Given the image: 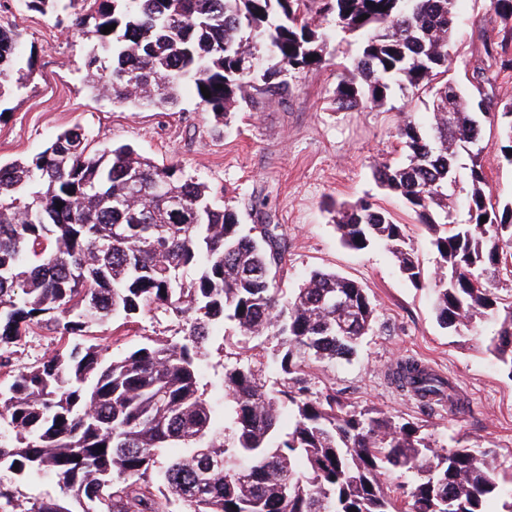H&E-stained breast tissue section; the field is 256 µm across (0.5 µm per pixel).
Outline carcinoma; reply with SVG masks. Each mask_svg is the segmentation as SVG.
Returning a JSON list of instances; mask_svg holds the SVG:
<instances>
[{
  "label": "carcinoma",
  "instance_id": "carcinoma-1",
  "mask_svg": "<svg viewBox=\"0 0 512 512\" xmlns=\"http://www.w3.org/2000/svg\"><path fill=\"white\" fill-rule=\"evenodd\" d=\"M25 5L42 14L63 7L93 43L90 90L169 110L189 87L217 122L253 74L240 67L244 56L266 80L320 67L330 33L316 20L333 17L358 38L337 108L380 106L395 86L433 97L426 122L407 113L396 128L404 160L375 163L372 178L431 232L438 324L458 334L494 319L487 351L512 376V303L492 288L512 245V201L493 200L480 160L485 131L495 130L512 164V103L485 92L481 67L472 73L478 95L448 87L456 0ZM511 41L483 44L502 71L512 70ZM22 45L20 29L0 25L1 100L32 71L18 67ZM132 154L127 145L96 149L74 126L32 158L0 165V512H512L491 449L439 446L413 422L311 391L307 363L349 358L372 330L365 288L332 271L281 288L288 243L279 225L244 230L178 164ZM464 178L468 220L460 224L448 200ZM334 212L346 246L383 244L421 283L407 225L369 197ZM338 295L347 303L339 313ZM151 313L175 317L182 337L109 356L90 336L95 326ZM227 322L234 333L225 338H238L245 353L250 341L274 343L266 365L279 383L268 385L242 357L214 371L223 398L215 404L204 361ZM35 326L58 335L55 349L18 365L14 344ZM389 380L425 407L458 401L447 379L415 359L398 363ZM395 472L409 483L394 482ZM33 477L60 495L20 500L15 481Z\"/></svg>",
  "mask_w": 512,
  "mask_h": 512
}]
</instances>
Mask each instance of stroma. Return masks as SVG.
<instances>
[{"label":"stroma","mask_w":512,"mask_h":512,"mask_svg":"<svg viewBox=\"0 0 512 512\" xmlns=\"http://www.w3.org/2000/svg\"><path fill=\"white\" fill-rule=\"evenodd\" d=\"M457 11L449 76L460 81L480 65L484 41L501 40L508 26L490 0H458ZM5 22L22 29L33 73L25 88L0 101L1 162L33 157L58 133L78 126L96 145L126 144L157 163L179 164L185 177L205 184L214 203L236 211L241 223H256L251 205L263 202L288 242L282 288L298 287L314 271H333L360 283L375 305L374 328L351 360L310 362L312 391L416 422L442 443L455 437L494 449L501 473H512V376L485 349L494 322L461 336L440 328L430 282L412 285L384 245L364 251L342 245L328 213L333 204L374 197L408 225L415 255L425 274L433 273L436 255L428 233L371 175L374 162L400 161L399 115L426 116L430 96L396 89L383 106L337 109L338 77L351 68L355 53L353 38L340 33L328 47L331 64L287 75L277 89L250 76L244 98L229 107V125L216 124L187 93L172 111L131 110L85 90L91 42L67 18L9 0L0 10ZM95 333L116 355L149 338L178 339L181 326L170 316L142 315L120 333L108 325ZM405 359L448 378L463 401L461 411L445 404L425 408L391 384L390 370Z\"/></svg>","instance_id":"35a3bbf8"}]
</instances>
